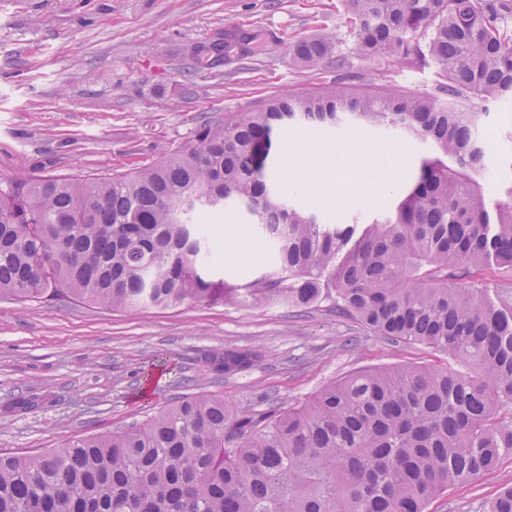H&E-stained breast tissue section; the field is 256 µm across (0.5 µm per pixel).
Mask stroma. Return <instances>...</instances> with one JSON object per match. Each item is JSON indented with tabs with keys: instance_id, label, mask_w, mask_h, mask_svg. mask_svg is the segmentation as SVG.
<instances>
[{
	"instance_id": "obj_1",
	"label": "stroma",
	"mask_w": 512,
	"mask_h": 512,
	"mask_svg": "<svg viewBox=\"0 0 512 512\" xmlns=\"http://www.w3.org/2000/svg\"><path fill=\"white\" fill-rule=\"evenodd\" d=\"M236 28L255 36L241 69L194 67L188 45ZM322 30L346 58L343 69L298 70L289 41ZM341 0H0V185L36 176L121 173L189 144L208 120L253 109L273 95L318 87L394 86L433 94L435 67L362 58ZM493 168L480 179L485 203L512 185V102L483 104ZM290 141L312 147L358 141L365 158L400 143V179L412 176L431 143L367 126L308 128ZM248 217L225 213L224 281L235 287L271 266L267 249L232 251ZM261 358L225 374V347ZM176 353L178 370L152 369ZM455 368L423 344L393 343L328 304L308 309L235 301L112 311L44 298L0 299V453L58 448L121 431L187 397L221 396L242 411L304 402L359 370L391 366ZM512 483V459L449 488L429 512H482Z\"/></svg>"
}]
</instances>
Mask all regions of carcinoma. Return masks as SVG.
<instances>
[{
	"label": "carcinoma",
	"mask_w": 512,
	"mask_h": 512,
	"mask_svg": "<svg viewBox=\"0 0 512 512\" xmlns=\"http://www.w3.org/2000/svg\"><path fill=\"white\" fill-rule=\"evenodd\" d=\"M364 58L439 70L438 93L396 87L282 94L202 124L191 143L130 172L43 176L0 188V298L112 310L230 300L324 301L391 342L448 353L465 372L375 367L287 408L220 396L173 403L125 431L0 455V512H426L448 488L512 458V186L488 206L477 101L512 98V0H344ZM317 33L286 52L303 71L343 64ZM347 122L430 142L399 201L366 224H325L275 190L273 140ZM237 207L274 269L212 281L221 247L199 217ZM249 350L224 351V373ZM483 512H512V486Z\"/></svg>",
	"instance_id": "obj_1"
}]
</instances>
